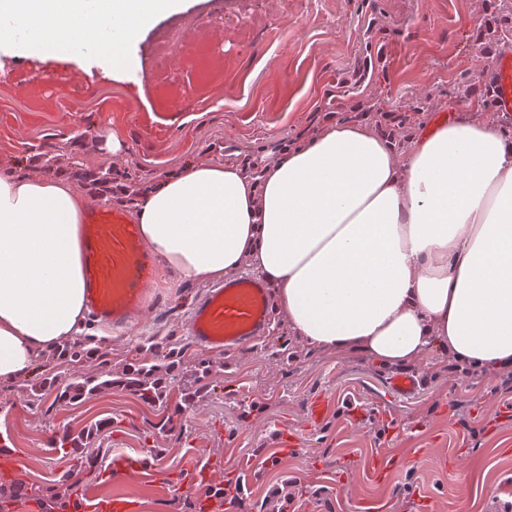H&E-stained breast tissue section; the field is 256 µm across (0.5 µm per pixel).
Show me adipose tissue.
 <instances>
[{
  "instance_id": "obj_1",
  "label": "adipose tissue",
  "mask_w": 512,
  "mask_h": 512,
  "mask_svg": "<svg viewBox=\"0 0 512 512\" xmlns=\"http://www.w3.org/2000/svg\"><path fill=\"white\" fill-rule=\"evenodd\" d=\"M182 0H0V51L140 72L133 46ZM98 197L67 174L0 168V383L86 321L81 226ZM170 276L208 285L250 268L308 347L404 366L445 353L512 367V133L466 117L399 149L364 121H324L246 169L189 160L129 205Z\"/></svg>"
}]
</instances>
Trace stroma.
Masks as SVG:
<instances>
[{
    "label": "stroma",
    "mask_w": 512,
    "mask_h": 512,
    "mask_svg": "<svg viewBox=\"0 0 512 512\" xmlns=\"http://www.w3.org/2000/svg\"><path fill=\"white\" fill-rule=\"evenodd\" d=\"M501 0H186L159 17L134 46L138 77L112 76L71 59L28 60L0 53V166L49 154L57 168L129 171L139 186L179 170L188 158L254 162L333 117L357 120L366 101L409 109L434 94V111L462 113L479 93L457 91L487 63L478 39ZM381 25L363 81L362 30ZM173 42L168 54L161 44ZM204 43L213 69L200 79L185 46ZM58 76L46 84V74ZM127 154L108 153L110 134ZM204 286L150 288L141 317L107 341L121 369L139 344L186 337ZM215 391L172 412L112 387L51 414L31 405L25 384L0 385V442L12 444L28 482L59 484L76 465L54 441L111 420L106 458H144L124 478L87 473L82 487L100 497L138 501L139 512H192L174 475L197 458L214 472L239 471L250 512H270L287 490L296 512H512V368L479 372L450 359L398 368L362 354L337 356L306 346L280 314L267 336L216 356ZM418 381L401 396L389 386ZM324 410L308 414L312 402ZM386 469L385 478L376 470Z\"/></svg>",
    "instance_id": "obj_1"
}]
</instances>
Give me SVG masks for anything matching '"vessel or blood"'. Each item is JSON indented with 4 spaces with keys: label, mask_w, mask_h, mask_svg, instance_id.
Returning <instances> with one entry per match:
<instances>
[{
    "label": "vessel or blood",
    "mask_w": 512,
    "mask_h": 512,
    "mask_svg": "<svg viewBox=\"0 0 512 512\" xmlns=\"http://www.w3.org/2000/svg\"><path fill=\"white\" fill-rule=\"evenodd\" d=\"M499 112L512 115V48L502 49L490 76ZM83 267L87 301L100 320L120 327L143 312L152 284L153 259L143 249L139 229L127 211L101 203L83 224ZM271 322L267 288L257 277L243 275L212 289L191 314L188 331L200 347L224 352L264 336ZM223 484L206 465H195L191 479L181 481L184 496L195 493L197 479ZM133 502L121 497H86L82 512H135Z\"/></svg>",
    "instance_id": "b4317fda"
}]
</instances>
